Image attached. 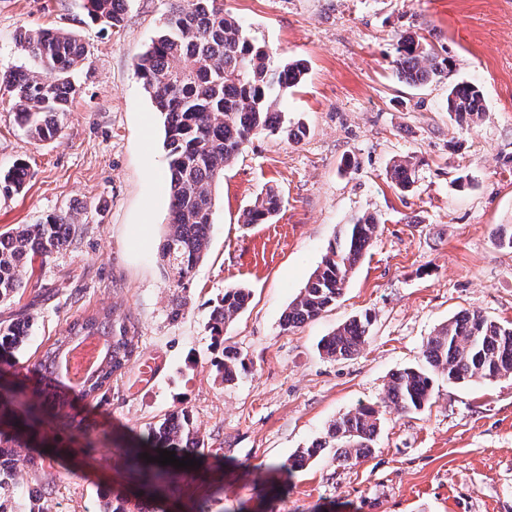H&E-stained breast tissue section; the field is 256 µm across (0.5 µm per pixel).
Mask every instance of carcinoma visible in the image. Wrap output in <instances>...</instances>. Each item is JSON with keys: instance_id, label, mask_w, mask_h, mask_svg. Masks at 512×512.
<instances>
[{"instance_id": "cac0c4a2", "label": "carcinoma", "mask_w": 512, "mask_h": 512, "mask_svg": "<svg viewBox=\"0 0 512 512\" xmlns=\"http://www.w3.org/2000/svg\"><path fill=\"white\" fill-rule=\"evenodd\" d=\"M126 4L127 0H80L87 18L111 28L121 26ZM19 42L26 44L38 67L0 72V86L14 98L16 123L30 138L43 141L61 130L70 97L76 92L73 73L87 50L75 35L54 27L21 33ZM394 68L400 81L421 86L442 75L443 62L433 48L408 35L401 37ZM134 71L164 116L171 210L162 260L173 287L183 289L209 248L216 185L243 144L261 132L283 134L296 143L305 135L303 127L285 122L280 101L302 81L306 65L300 59L274 63L266 45L246 35L238 19L224 10V0H172L162 34L138 59ZM447 111L460 124L476 121L484 112L481 89L468 83L448 87ZM27 175V165L16 162L0 180V191L20 189ZM390 178L403 190L411 188L416 179L413 158L394 162ZM279 210L280 197L269 190L243 210L241 222L264 224ZM377 229L378 220L369 213L345 225L321 266L288 305L284 327L314 320L336 304L348 274L371 245ZM72 230L73 215L61 212L39 224L20 225L0 234V304L12 301L26 288L27 265L67 246ZM249 296V290L241 286L224 289L210 313L213 335H223L244 311ZM371 321L366 312L340 325L321 340V352L336 360L354 356L368 340ZM91 336L98 337L102 346L93 367L80 380V397L98 399L126 372L135 348L125 320L104 309L85 311L68 320L63 338L44 346L37 360L40 370L55 377L56 386L49 391L39 387L25 391L20 401L26 416L22 424L15 423L7 410L0 413V489L34 462L24 449L34 447L35 436L44 443L52 442L53 436L43 428L46 420L74 437L90 440L83 422L72 413L69 393L62 385L67 383L63 370L67 355ZM27 341L25 321L0 322V355L17 359ZM423 358L424 364L404 368L391 377L387 399L400 413L419 411L430 402L438 374L450 382L512 376V322L461 311L427 339ZM217 369L227 384L248 372L245 357L230 345L224 346ZM378 430L377 411L362 406L337 419L327 440L298 450L287 464L273 463L270 468L292 471L330 446L336 448V459L356 462L365 457ZM144 444L173 451L185 461L198 460L205 448L204 438L185 410L172 412L149 427ZM142 445L126 449V455L145 484L163 483L176 475L173 465L145 461ZM101 512H154V507L148 500H126Z\"/></svg>"}]
</instances>
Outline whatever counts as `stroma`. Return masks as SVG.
Returning <instances> with one entry per match:
<instances>
[{
  "label": "stroma",
  "mask_w": 512,
  "mask_h": 512,
  "mask_svg": "<svg viewBox=\"0 0 512 512\" xmlns=\"http://www.w3.org/2000/svg\"><path fill=\"white\" fill-rule=\"evenodd\" d=\"M245 33L275 60H306L303 82L283 100L297 143L261 133L246 142L215 190L206 257L185 291L163 269L169 222L164 118L134 73L158 36L169 0H128L121 29L91 22L77 0H0V71L34 67L22 31L52 25L87 47L61 132L31 141L0 88V175L24 160L30 175L0 193V231L63 211L70 243L28 267V286L0 304V321L23 312L32 364L67 320L107 309L133 327L135 356L101 398L75 401L94 447L60 431L5 490L7 512H99L104 495L137 490L125 448L166 414L187 410L209 454L153 496L155 512H512V376L451 383L434 378L419 411L385 401L392 373L422 363L428 336L463 310L512 321V0H224ZM412 33L446 60L443 77L400 82L393 60ZM484 96L476 125L445 109L449 85ZM413 157L409 191L389 178ZM281 208L266 224L243 210L266 189ZM378 232L349 273L336 305L283 329L288 304L307 284L344 225L360 214ZM249 288L246 310L212 335L209 312L225 288ZM183 298L179 318L172 302ZM369 339L355 356L327 358L318 342L363 312ZM249 371L226 384L225 346ZM156 365L144 380L145 359ZM374 407L381 428L368 455L348 464L325 452L302 469L274 472L297 449L324 440L330 424Z\"/></svg>",
  "instance_id": "obj_1"
}]
</instances>
